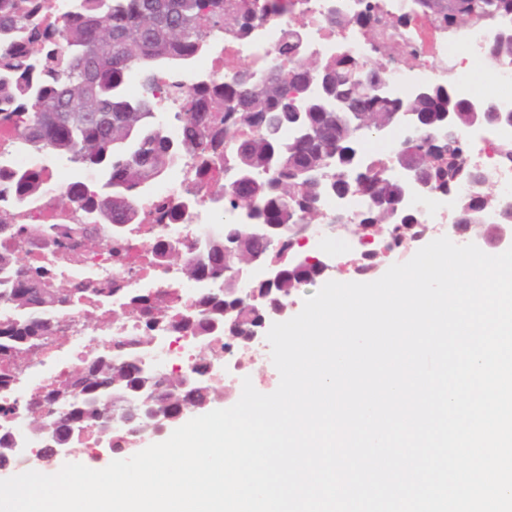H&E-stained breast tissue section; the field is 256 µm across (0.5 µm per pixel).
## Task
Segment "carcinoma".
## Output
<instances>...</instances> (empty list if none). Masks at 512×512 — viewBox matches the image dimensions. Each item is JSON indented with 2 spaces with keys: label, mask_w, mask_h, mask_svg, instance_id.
I'll return each instance as SVG.
<instances>
[{
  "label": "carcinoma",
  "mask_w": 512,
  "mask_h": 512,
  "mask_svg": "<svg viewBox=\"0 0 512 512\" xmlns=\"http://www.w3.org/2000/svg\"><path fill=\"white\" fill-rule=\"evenodd\" d=\"M419 2V10L451 28L478 25L489 12L512 15V0ZM272 7L270 0H238L231 9L224 0H82L77 15L53 24L43 0H0V121L14 129V146L100 174L96 194L70 197L76 209L101 224H141L146 217L135 200L186 155L206 161L209 170L246 176L241 189L224 179V234L210 241L203 260L195 261L186 247H156L155 261L179 263L189 278L221 280L224 293L204 296L187 314L149 297L127 309L141 319L144 343L156 329L168 327L206 345L194 366L201 374L208 370L207 352L215 344L226 355L246 353L250 329L262 316L288 306L299 288L324 277L315 264L290 265L291 256L303 251L300 225L324 217L323 197L364 198L344 228L375 237L350 260L352 272L366 277L385 252L406 250L428 235L419 215L402 209L405 185L388 168L412 169L440 195L453 193L461 183L490 181L488 170L465 163V132L476 125L469 103L454 98L450 125L433 109L432 101H448L451 85L431 87L429 98L373 100L362 119L339 127L336 105L362 103L381 66L342 51L327 60L305 59L295 30L279 49L293 66L286 73L267 71L258 88L243 81L250 73L246 67L226 81L194 89L177 79L209 37L226 29L245 35ZM493 42V63L512 60L511 35L495 36ZM134 75L141 76L137 96L127 93ZM160 96L182 108L177 140L168 138L157 119ZM401 107L412 111L420 125L416 140L399 144L386 160L366 154L365 127L391 124ZM5 179L20 196H33L40 185L36 173L7 171ZM457 213L456 223L480 227L489 240L498 237L499 226L512 224V210L484 194L459 200ZM272 222L281 229L269 241L262 228ZM47 235L45 227L28 224L16 232L18 241L29 243ZM254 252L263 253L281 274L274 282L252 280L259 300L249 303L234 291L233 272L246 271ZM0 268L12 277L11 287L0 289V299L20 314L0 328V385H6L20 358L58 330L69 306L100 289L75 294L54 288L44 270L19 268L8 254L0 253ZM115 344L112 356L91 357L78 371L33 388L30 424L36 427L48 418L61 447L78 443L90 454L103 435L114 448L132 447L137 436L123 422L132 406L143 415L140 430L150 433L156 418L173 424L181 409L204 410L224 396L213 384L184 388L181 369L154 375L126 354L124 339L116 338ZM8 413L0 407V469L14 462Z\"/></svg>",
  "instance_id": "obj_1"
}]
</instances>
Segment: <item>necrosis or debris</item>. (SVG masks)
I'll return each mask as SVG.
<instances>
[{"instance_id":"4bbe7bcc","label":"necrosis or debris","mask_w":512,"mask_h":512,"mask_svg":"<svg viewBox=\"0 0 512 512\" xmlns=\"http://www.w3.org/2000/svg\"><path fill=\"white\" fill-rule=\"evenodd\" d=\"M373 10L366 27L337 30L332 22L335 6L348 13L362 9L361 0H276L277 9L260 21L248 36L228 33L212 42L209 51L198 57L181 74L185 85H199L221 81L233 70L247 67L264 69L269 53L275 45L288 38L289 27H296L303 53L311 59L335 56L340 46H347L353 56L370 61L379 42L394 44L402 54L415 57L416 65L387 70L389 87L397 98L413 94L424 85H452L457 96L465 101L480 103L484 95L473 82L471 67L488 58L494 30L481 23L468 29L440 27L413 15L408 25H398L399 15L407 13L408 0H370ZM12 127L0 123V168L10 171L39 172L43 193L27 203H4L8 222L19 224H48L54 227L64 248L33 242L15 254L16 265L40 264L50 269L53 283L68 288H107L108 302L98 298L86 300L73 307L67 322L61 323L55 340H47L30 360L16 369L13 382L0 386V407L12 404L20 389L41 385L48 380L67 375L92 356L112 352L114 337L128 338L127 351L152 368L161 365H193L198 345L177 339L171 330L156 332L150 344L139 338L142 325L135 315L116 314L112 308L132 297H159L175 300L181 308L193 309L203 294L212 290V283L187 280L180 265L154 264L153 249L162 243L190 247L195 258H203L212 236L222 227L214 217L224 207L217 194L216 178L198 173L199 163L186 160L173 171V177L154 185L137 206L150 219L143 224L127 225L122 238H115L110 225H101L97 244L77 239L70 234L78 214L67 198L73 189L60 175L56 160L42 154H33L14 148ZM471 151L468 163L491 169L500 198L512 206V164L500 162L495 153L498 142L512 141V127L483 130L468 136ZM160 205L182 206L179 219L172 220L157 213ZM126 242L129 250L124 258H116L112 251L117 242ZM97 319H90V312Z\"/></svg>"}]
</instances>
